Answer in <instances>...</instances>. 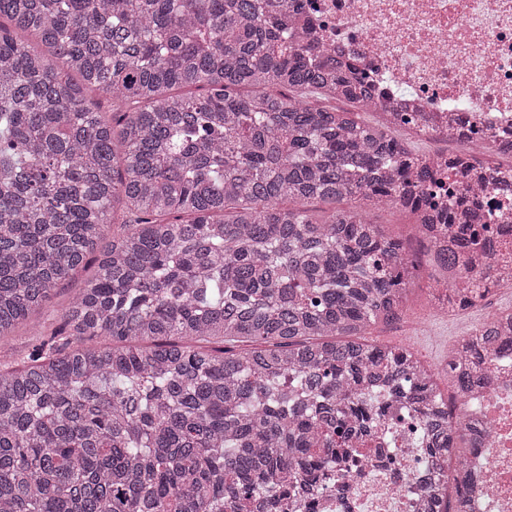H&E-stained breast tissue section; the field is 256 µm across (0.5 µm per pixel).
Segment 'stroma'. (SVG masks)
Listing matches in <instances>:
<instances>
[{
	"label": "stroma",
	"instance_id": "35a3bbf8",
	"mask_svg": "<svg viewBox=\"0 0 512 512\" xmlns=\"http://www.w3.org/2000/svg\"><path fill=\"white\" fill-rule=\"evenodd\" d=\"M369 216L371 222L379 224L388 236L403 242L409 252L417 257L419 269L416 286L409 294L407 308L400 319L368 329L364 336L366 342L381 347H405L426 364L436 365L446 359L462 336L478 328L491 311L512 310V288L502 286L491 302L461 309L443 319L434 318L428 293L430 275L434 268L428 255V243L412 234V216L392 205L370 209ZM91 274V269H81L61 284L35 316L33 324L20 329L8 344L0 346V363L14 365L15 351L27 349L34 344L36 333L51 332L59 324L63 308L84 288Z\"/></svg>",
	"mask_w": 512,
	"mask_h": 512
}]
</instances>
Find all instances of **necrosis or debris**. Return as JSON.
I'll use <instances>...</instances> for the list:
<instances>
[{
	"mask_svg": "<svg viewBox=\"0 0 512 512\" xmlns=\"http://www.w3.org/2000/svg\"><path fill=\"white\" fill-rule=\"evenodd\" d=\"M317 58L354 68L386 120L419 140L461 139L512 157V0H296ZM484 382L451 412L475 429L461 512H512V312L486 330ZM386 449L302 508L286 512H430L425 478L441 470L407 425L382 426Z\"/></svg>",
	"mask_w": 512,
	"mask_h": 512,
	"instance_id": "necrosis-or-debris-1",
	"label": "necrosis or debris"
}]
</instances>
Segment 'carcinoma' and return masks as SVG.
Here are the masks:
<instances>
[{
	"label": "carcinoma",
	"mask_w": 512,
	"mask_h": 512,
	"mask_svg": "<svg viewBox=\"0 0 512 512\" xmlns=\"http://www.w3.org/2000/svg\"><path fill=\"white\" fill-rule=\"evenodd\" d=\"M290 2L0 0V342L95 266L0 367V512H279L404 405L465 483L434 376L360 340L417 270L366 211L407 208L434 163L360 118L361 79L304 55ZM502 205L430 244L439 279ZM459 345L458 391L481 329ZM93 268L80 269L71 278L60 285V288L46 303L43 309L34 317V323L26 328L20 329L7 344L0 346L2 352V363L7 366H14L19 361L11 356L12 348L25 350L39 340L41 336H32L34 332L50 333L59 323L63 308L69 300L77 295L81 288H84L87 279L91 276Z\"/></svg>",
	"instance_id": "cac0c4a2"
}]
</instances>
